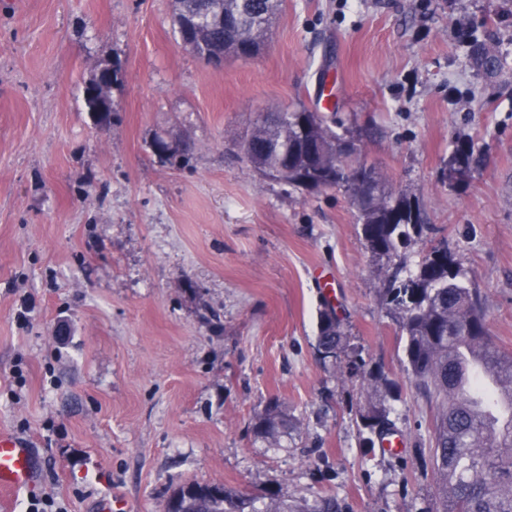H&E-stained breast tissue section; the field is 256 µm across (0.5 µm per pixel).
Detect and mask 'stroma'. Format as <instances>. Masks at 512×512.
I'll return each instance as SVG.
<instances>
[{
    "label": "stroma",
    "instance_id": "obj_1",
    "mask_svg": "<svg viewBox=\"0 0 512 512\" xmlns=\"http://www.w3.org/2000/svg\"><path fill=\"white\" fill-rule=\"evenodd\" d=\"M174 0H0V432L62 512H164L191 483L337 512H435L433 408L408 374L343 190L261 179L235 157L260 113L337 115L448 246L512 353V0H284L266 48L213 66ZM496 46V76L469 42ZM119 69L98 127L84 88ZM186 135V165L157 134ZM475 145L463 177L441 171ZM332 309L345 340L318 351ZM381 367L403 450L360 447ZM278 409L276 437L254 429ZM474 162V144L471 141H458L450 155L449 164L459 175H467Z\"/></svg>",
    "mask_w": 512,
    "mask_h": 512
}]
</instances>
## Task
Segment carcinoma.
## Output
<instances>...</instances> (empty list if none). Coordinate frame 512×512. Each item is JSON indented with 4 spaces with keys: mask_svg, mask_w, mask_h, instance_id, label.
Listing matches in <instances>:
<instances>
[{
    "mask_svg": "<svg viewBox=\"0 0 512 512\" xmlns=\"http://www.w3.org/2000/svg\"><path fill=\"white\" fill-rule=\"evenodd\" d=\"M282 0H181L177 9L196 15L203 38L191 51L206 58L212 47L224 43V30L213 24L216 9L224 21L240 23L242 35L262 51ZM475 68L498 72L496 50L487 42L471 45ZM336 122L305 107L286 111L275 123L256 122L239 144V158L262 179L311 190L309 180L331 173L325 181L341 189L358 206L361 236L378 261L390 262L402 250L416 245L425 227L419 206L385 177L374 181L377 195L364 205L363 185L354 178L362 164L355 143L343 142ZM474 144L457 142L449 164L459 175L471 171ZM382 295L396 318L404 339L407 370L418 389L435 401L432 425V464L437 475L436 512H512V419L503 428L478 420L474 405L490 410L497 390L485 383V374L459 385L461 369L470 356H483L497 370L501 387L512 392V354L500 351L489 336L485 302L473 287L469 271L448 249L436 246L423 252L415 271L396 266L387 274ZM344 332L336 316L321 314L318 351L334 357ZM352 369L362 373L365 403L360 413L364 429L381 438L394 428L388 398L392 383L378 368L366 370L361 361ZM284 419L268 413L256 429L274 436ZM171 500L174 512H256L253 499L222 485L193 483L179 488Z\"/></svg>",
    "mask_w": 512,
    "mask_h": 512,
    "instance_id": "obj_1",
    "label": "carcinoma"
}]
</instances>
